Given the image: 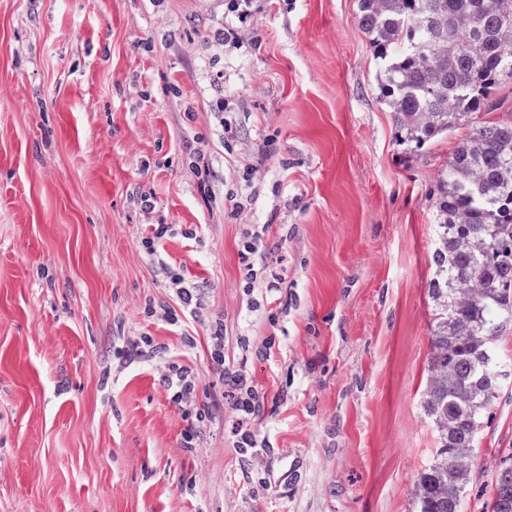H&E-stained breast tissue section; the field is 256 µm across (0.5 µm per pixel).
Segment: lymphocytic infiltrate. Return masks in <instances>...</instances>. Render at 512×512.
Listing matches in <instances>:
<instances>
[{
    "label": "lymphocytic infiltrate",
    "instance_id": "lymphocytic-infiltrate-1",
    "mask_svg": "<svg viewBox=\"0 0 512 512\" xmlns=\"http://www.w3.org/2000/svg\"><path fill=\"white\" fill-rule=\"evenodd\" d=\"M210 339L207 360L224 381L221 397L210 402L198 401L197 378L193 370L173 356L161 355L153 337L139 336L114 346L113 354L128 365L136 362L154 363L168 400L189 420L183 434L182 448L194 447L201 424L213 422L223 411H230L234 446L241 454L242 475L247 478L264 452L263 446L258 443L253 423L266 411L265 397L248 378L244 363L226 360L223 323L213 325Z\"/></svg>",
    "mask_w": 512,
    "mask_h": 512
}]
</instances>
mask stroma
<instances>
[{"instance_id": "stroma-1", "label": "stroma", "mask_w": 512, "mask_h": 512, "mask_svg": "<svg viewBox=\"0 0 512 512\" xmlns=\"http://www.w3.org/2000/svg\"><path fill=\"white\" fill-rule=\"evenodd\" d=\"M223 14L222 0H0V512H412L438 438L421 405L430 191L458 137L400 146L357 0H253L255 43L215 61L203 34ZM147 224L173 225L165 259L201 293L187 333L145 312L176 302L141 248ZM248 224L271 225L267 270L288 285L274 326L242 290ZM216 320L273 404L254 423L267 487L243 479L228 424L180 450L186 423L152 364L112 358L149 334L206 399L222 387ZM243 336L274 338L272 358L247 357ZM511 450L512 378L462 512H485Z\"/></svg>"}]
</instances>
